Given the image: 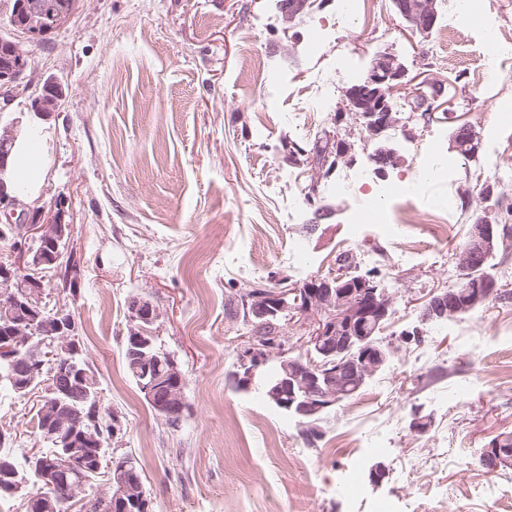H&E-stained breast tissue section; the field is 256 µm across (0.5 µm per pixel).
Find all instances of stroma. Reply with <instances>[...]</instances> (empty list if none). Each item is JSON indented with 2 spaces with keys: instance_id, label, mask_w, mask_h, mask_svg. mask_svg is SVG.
<instances>
[{
  "instance_id": "1",
  "label": "stroma",
  "mask_w": 512,
  "mask_h": 512,
  "mask_svg": "<svg viewBox=\"0 0 512 512\" xmlns=\"http://www.w3.org/2000/svg\"><path fill=\"white\" fill-rule=\"evenodd\" d=\"M453 2L438 0L439 24L424 39L391 0H359L346 28L336 25L341 0H315L292 22L276 0H79L51 39L25 43L26 90L0 119L26 111L45 82L64 97L41 122L47 173L22 210L30 219L61 212L72 227L56 267L41 273L44 291L75 318L101 400L122 421L111 445L139 461L151 512H353L337 487L359 456L363 512L380 498L398 512H512V469L478 464L493 437L512 432V385L497 380L512 371V297L434 329L420 318L431 293L459 281L457 244L495 214L496 199L512 203V120L502 118L512 60L478 81L482 30L468 24L446 37ZM384 48L457 87L447 114L405 111L386 134L401 157L386 181L412 180L430 149L458 163L452 181H427L419 196L447 213L453 238L411 225L406 256L376 225L353 227L361 189L338 194L325 179L306 200L307 150L334 130L332 112L310 103L328 88L340 105ZM254 60L268 85L254 78ZM460 115L475 133L470 161L452 146ZM293 143L303 154L289 156ZM471 165L480 183L465 180ZM344 252L395 292L385 336L398 353L311 438L258 390L234 385L242 339L228 312L245 288L302 286L335 271ZM138 299L158 309L153 330L186 376L190 412L176 429L126 373L122 339ZM35 402L0 392V428L20 453L41 446ZM417 414L429 417L426 432L411 430ZM381 439L385 448L366 455ZM376 466L385 471L378 484Z\"/></svg>"
}]
</instances>
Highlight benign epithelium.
Instances as JSON below:
<instances>
[{
  "label": "benign epithelium",
  "instance_id": "benign-epithelium-1",
  "mask_svg": "<svg viewBox=\"0 0 512 512\" xmlns=\"http://www.w3.org/2000/svg\"><path fill=\"white\" fill-rule=\"evenodd\" d=\"M392 3L413 33L424 39L432 34L439 19L437 0H392ZM306 5L307 0H279V9L288 19L301 14ZM15 11L22 12L23 23H16L14 27L29 40L48 38L68 21L65 14L49 11L47 0H17ZM1 47L5 54L0 64V96L8 103L29 67V58L17 39L0 37ZM395 93L415 99L420 107L413 111H420L425 117L430 118L438 111L429 100H438L440 92L429 83L416 82L400 57L386 50L374 54L364 80L346 89L344 111L350 113L352 125L365 129L374 138L380 137L393 128L391 96ZM61 97L60 89L52 97L36 96L31 99L29 113L40 119L47 117L57 111ZM22 123L23 117L18 116L0 124V214L12 228L24 227L26 239L39 244L40 249L48 253L54 252L57 258L61 255L60 247L66 245L71 236V225L62 223L58 213L40 222H25L24 213H16L21 200L6 181L11 149ZM399 160L397 150L389 145L378 146L371 155L378 173L396 166ZM498 247V225L484 218L474 225L469 243L456 256L457 265L465 272L476 269L486 263ZM0 288L6 290L15 309L14 317L7 322L8 337L0 339V358L13 365L15 347L29 344L33 336L30 335L32 322L17 312L18 298L12 289L25 288L28 299L38 302L44 295V286L34 278L19 279L16 266L3 264ZM469 288V295L464 297L448 289L430 295L421 310V321H453L459 313L486 303L492 296L490 284L484 279L470 281ZM395 304L396 295L379 287L373 278L352 279L337 273L314 278L304 288H282L252 296L251 314L258 319H279L290 308L314 318L306 336L301 338L309 354L306 360L292 356L293 347L288 345L286 336L266 343L247 337L234 375L237 386L250 387L255 371L274 351L279 357L278 377L267 388L265 399L288 409L309 425H315L349 393L381 373L397 354L398 348L393 344L372 339L373 333L393 314ZM158 319L159 312L150 301L139 299L132 303L133 326L126 336L128 355L138 368L139 386L156 415L169 427L176 428L188 407L186 378L174 357L158 347L145 330V326ZM42 330L49 334L51 352L24 360L23 369L12 371L10 379L16 390H24L42 374L43 357L52 359L50 380L43 383L47 397L43 398L42 414L47 416L48 437L58 452L54 458L39 463L37 477L53 484L58 482L59 473L71 474L73 479L64 480L61 488L70 497L79 498L85 493V484L77 476L79 461L99 457L102 442L93 434L78 433L85 425V417L76 403L96 401L99 394L87 380V372L81 369L83 352L73 336V319L60 308L46 318ZM510 442L512 434H501L483 449V467L491 472L512 468ZM109 469L107 489L102 496L130 506L134 512H145L149 502L141 480L121 462ZM24 501L27 512L55 510L53 501L33 494L25 496Z\"/></svg>",
  "mask_w": 512,
  "mask_h": 512
}]
</instances>
